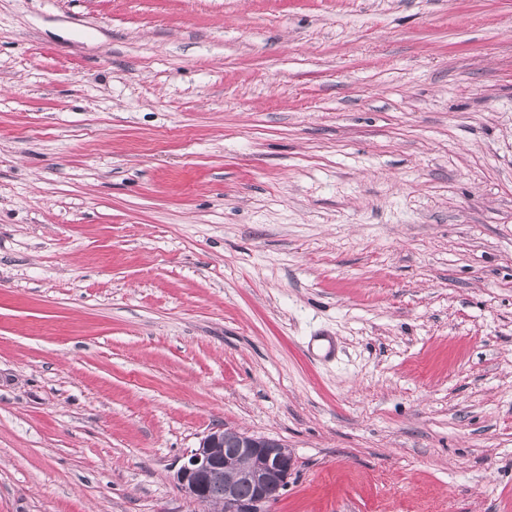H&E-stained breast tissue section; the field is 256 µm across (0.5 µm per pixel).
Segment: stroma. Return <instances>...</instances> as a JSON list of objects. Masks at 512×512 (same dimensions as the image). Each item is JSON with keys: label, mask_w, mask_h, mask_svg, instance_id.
<instances>
[{"label": "stroma", "mask_w": 512, "mask_h": 512, "mask_svg": "<svg viewBox=\"0 0 512 512\" xmlns=\"http://www.w3.org/2000/svg\"><path fill=\"white\" fill-rule=\"evenodd\" d=\"M217 428L512 512V0H0V512H208Z\"/></svg>", "instance_id": "stroma-1"}]
</instances>
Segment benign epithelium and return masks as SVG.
I'll use <instances>...</instances> for the list:
<instances>
[{"label":"benign epithelium","instance_id":"7a95c632","mask_svg":"<svg viewBox=\"0 0 512 512\" xmlns=\"http://www.w3.org/2000/svg\"><path fill=\"white\" fill-rule=\"evenodd\" d=\"M292 468V457L282 445L245 435L229 448L224 430L216 429L190 451L176 472V481L187 498L212 505L216 512H269V487L287 485ZM218 482L223 485V497L215 501L211 491ZM241 483L251 486V494L239 495Z\"/></svg>","mask_w":512,"mask_h":512}]
</instances>
